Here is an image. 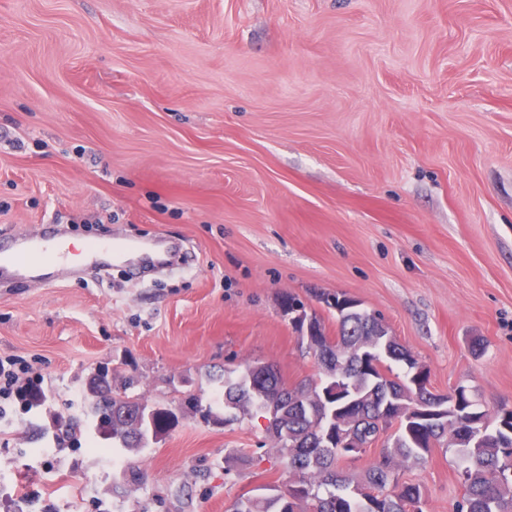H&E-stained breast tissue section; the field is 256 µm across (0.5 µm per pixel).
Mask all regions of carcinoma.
Here are the masks:
<instances>
[{"instance_id":"cac0c4a2","label":"carcinoma","mask_w":512,"mask_h":512,"mask_svg":"<svg viewBox=\"0 0 512 512\" xmlns=\"http://www.w3.org/2000/svg\"><path fill=\"white\" fill-rule=\"evenodd\" d=\"M383 320L364 309L336 315L337 345L332 352V365L325 368L320 383L304 382L287 385L272 367L244 363L243 370H226L215 377L222 383L224 409L243 416L267 414L298 395L308 407H288V431L292 441L273 438L282 471L288 473L282 494L275 500L266 497L238 498L231 512H423L421 488L403 479V470L424 460L429 442L448 441V430L436 422L418 424L412 433L398 430L390 453L373 461L364 477H346L339 469L344 461L338 448L321 447L319 425L322 418L344 411L358 422L365 435L375 430L376 421L390 415L383 410L382 397L391 389L394 402L405 409L413 403L410 356L397 341L382 333ZM373 360L390 378V387L377 383L369 370ZM112 377L103 367L89 382L93 396L89 413L96 414L107 388L102 382ZM448 419L468 423V428L488 432L480 443L465 436L449 445L461 460L458 480L465 489L456 512H512V407L498 406L489 413L467 401L454 402L448 395ZM112 452H139L149 438L132 423L116 416L112 432ZM395 476L390 484L388 475Z\"/></svg>"}]
</instances>
